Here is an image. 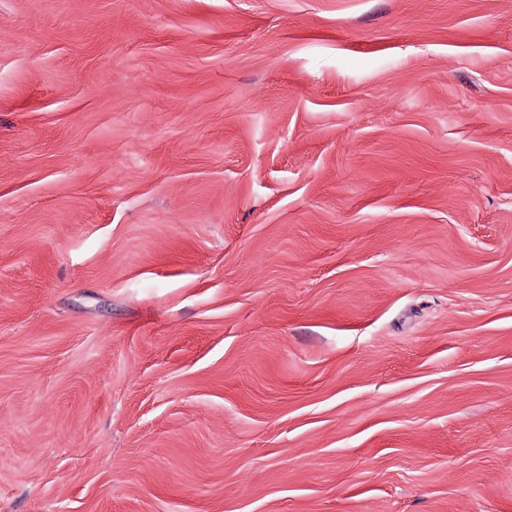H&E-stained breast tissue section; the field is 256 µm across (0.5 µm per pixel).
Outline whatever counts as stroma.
Instances as JSON below:
<instances>
[{
	"label": "stroma",
	"mask_w": 512,
	"mask_h": 512,
	"mask_svg": "<svg viewBox=\"0 0 512 512\" xmlns=\"http://www.w3.org/2000/svg\"><path fill=\"white\" fill-rule=\"evenodd\" d=\"M0 512H512V0H0Z\"/></svg>",
	"instance_id": "stroma-1"
}]
</instances>
